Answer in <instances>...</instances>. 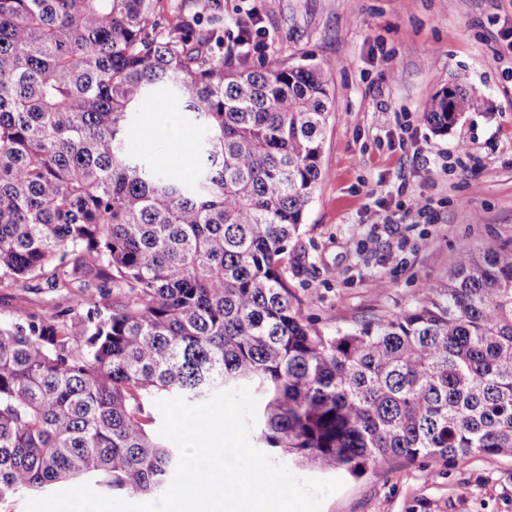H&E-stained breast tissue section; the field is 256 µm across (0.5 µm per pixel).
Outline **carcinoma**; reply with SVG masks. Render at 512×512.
<instances>
[{
  "label": "carcinoma",
  "mask_w": 512,
  "mask_h": 512,
  "mask_svg": "<svg viewBox=\"0 0 512 512\" xmlns=\"http://www.w3.org/2000/svg\"><path fill=\"white\" fill-rule=\"evenodd\" d=\"M0 0V287L78 300L0 322V501L57 483L161 495L177 447L155 401L247 387L258 439L320 474L512 458V246L464 253L391 318L326 334L284 261L324 178L317 63L224 65L218 0ZM169 92L200 137L190 179L126 149ZM450 84L424 118L475 109ZM124 300L112 303V289Z\"/></svg>",
  "instance_id": "obj_1"
}]
</instances>
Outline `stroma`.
Wrapping results in <instances>:
<instances>
[{
  "label": "stroma",
  "instance_id": "stroma-1",
  "mask_svg": "<svg viewBox=\"0 0 512 512\" xmlns=\"http://www.w3.org/2000/svg\"><path fill=\"white\" fill-rule=\"evenodd\" d=\"M224 59L257 68L305 61L334 93L323 133L325 177L308 206L287 269L302 314L321 331H350L412 306L458 257L512 244V0H220ZM257 15L261 45L235 46ZM458 82L479 89L475 110L448 134L423 119L431 97ZM135 153L179 144L171 163L190 177L196 132L181 104L135 115ZM467 154H460V147ZM423 217L371 224L370 210ZM67 299L31 280L0 288V321L51 314ZM321 512H512V459L479 455L395 460L376 475L343 476Z\"/></svg>",
  "mask_w": 512,
  "mask_h": 512
}]
</instances>
